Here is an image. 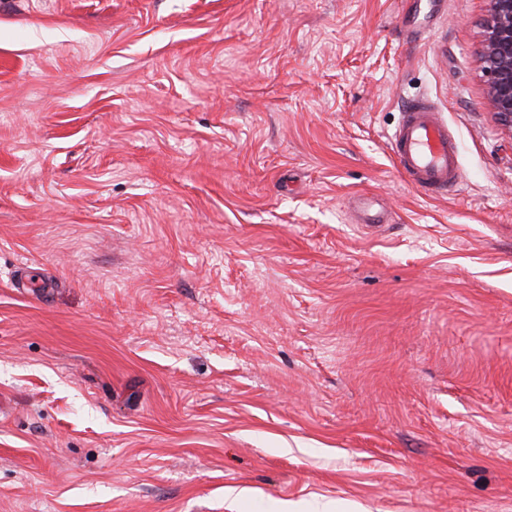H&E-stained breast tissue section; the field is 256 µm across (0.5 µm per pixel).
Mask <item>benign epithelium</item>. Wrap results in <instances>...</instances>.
<instances>
[{
  "instance_id": "benign-epithelium-1",
  "label": "benign epithelium",
  "mask_w": 512,
  "mask_h": 512,
  "mask_svg": "<svg viewBox=\"0 0 512 512\" xmlns=\"http://www.w3.org/2000/svg\"><path fill=\"white\" fill-rule=\"evenodd\" d=\"M488 2L482 56L486 93L495 114L512 130V0Z\"/></svg>"
}]
</instances>
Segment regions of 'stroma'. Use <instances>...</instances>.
Returning a JSON list of instances; mask_svg holds the SVG:
<instances>
[{
	"instance_id": "1",
	"label": "stroma",
	"mask_w": 512,
	"mask_h": 512,
	"mask_svg": "<svg viewBox=\"0 0 512 512\" xmlns=\"http://www.w3.org/2000/svg\"><path fill=\"white\" fill-rule=\"evenodd\" d=\"M438 14L0 0V512H512V131ZM391 149L411 183L429 195L447 193L462 182L458 145L431 100L416 99L405 105L391 135Z\"/></svg>"
}]
</instances>
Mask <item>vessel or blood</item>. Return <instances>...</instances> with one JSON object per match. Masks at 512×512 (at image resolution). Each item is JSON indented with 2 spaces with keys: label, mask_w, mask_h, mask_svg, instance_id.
<instances>
[{
  "label": "vessel or blood",
  "mask_w": 512,
  "mask_h": 512,
  "mask_svg": "<svg viewBox=\"0 0 512 512\" xmlns=\"http://www.w3.org/2000/svg\"><path fill=\"white\" fill-rule=\"evenodd\" d=\"M391 149L411 183L428 194L447 193L462 181L458 145L431 100L416 99L405 105L391 136Z\"/></svg>",
  "instance_id": "obj_1"
}]
</instances>
